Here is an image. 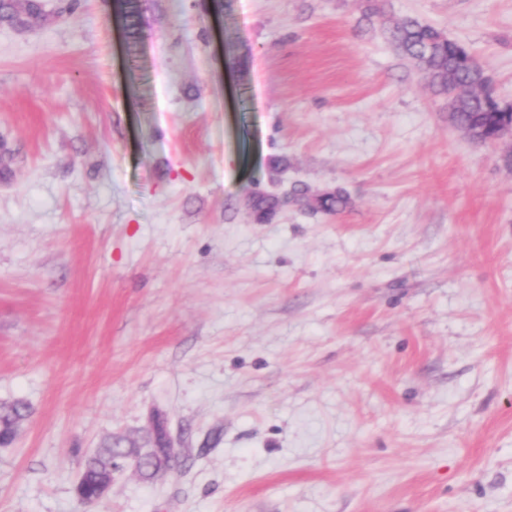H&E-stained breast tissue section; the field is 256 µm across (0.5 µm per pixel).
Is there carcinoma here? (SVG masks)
Returning <instances> with one entry per match:
<instances>
[{
    "label": "carcinoma",
    "instance_id": "1",
    "mask_svg": "<svg viewBox=\"0 0 512 512\" xmlns=\"http://www.w3.org/2000/svg\"><path fill=\"white\" fill-rule=\"evenodd\" d=\"M119 9L129 37H136L141 24L138 0H122ZM59 17L61 9L48 7V0H0V25L26 28ZM390 36L405 56L417 62L430 86L441 93H453L448 103V118L453 125L462 130L478 129L487 136L503 127L504 113H512V106H501L493 99L485 86L484 67L468 48L448 41L442 31L412 18L396 24ZM28 413V405L21 401L0 405L1 444L11 443L13 432ZM123 442L117 438L85 459L80 484L83 501L93 502L103 477L122 471L124 463L141 453L140 448H127ZM149 443L154 457L143 458L136 468L145 480L170 468V461L178 458L175 449L167 447L162 424L155 425Z\"/></svg>",
    "mask_w": 512,
    "mask_h": 512
}]
</instances>
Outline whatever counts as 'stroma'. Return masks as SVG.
<instances>
[{
  "instance_id": "stroma-1",
  "label": "stroma",
  "mask_w": 512,
  "mask_h": 512,
  "mask_svg": "<svg viewBox=\"0 0 512 512\" xmlns=\"http://www.w3.org/2000/svg\"><path fill=\"white\" fill-rule=\"evenodd\" d=\"M211 2L0 26V512H512V139L387 33L512 105V0ZM158 416L181 467L82 504ZM390 36L405 56L417 62L430 86L441 93L453 91L448 103L453 125L462 130L478 129L487 136L503 127V114H512V106H500L493 99L485 86L484 67L468 48L412 18L397 23ZM29 407L21 401L0 405V440L1 445L12 441L13 432L19 423L28 416ZM125 440L117 438L109 442L96 453L87 457L83 463L81 474L80 492L83 501L91 503L99 495V483L108 473L121 472L124 463H127L131 456L139 455L145 448H138L134 444L132 448L123 446Z\"/></svg>"
}]
</instances>
